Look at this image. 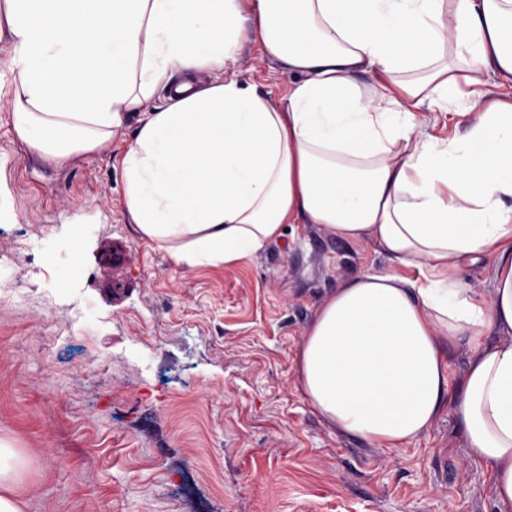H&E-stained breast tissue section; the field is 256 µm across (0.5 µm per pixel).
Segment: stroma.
I'll use <instances>...</instances> for the list:
<instances>
[{
    "mask_svg": "<svg viewBox=\"0 0 512 512\" xmlns=\"http://www.w3.org/2000/svg\"><path fill=\"white\" fill-rule=\"evenodd\" d=\"M234 74L279 104L288 76L244 42ZM126 115L60 168L0 112V438L24 512H512L467 456L452 408L399 450L340 432L299 383V348L354 276L392 274L318 224L223 267L173 264L123 203ZM82 224L83 277L51 240Z\"/></svg>",
    "mask_w": 512,
    "mask_h": 512,
    "instance_id": "1",
    "label": "stroma"
}]
</instances>
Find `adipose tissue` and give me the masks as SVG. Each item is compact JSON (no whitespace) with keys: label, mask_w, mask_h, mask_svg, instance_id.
Wrapping results in <instances>:
<instances>
[{"label":"adipose tissue","mask_w":512,"mask_h":512,"mask_svg":"<svg viewBox=\"0 0 512 512\" xmlns=\"http://www.w3.org/2000/svg\"><path fill=\"white\" fill-rule=\"evenodd\" d=\"M3 37L0 110L47 161L99 151L142 112L125 208L175 265H231L291 219L417 269L355 276L323 302L301 389L339 431L397 449L445 405L442 340L467 341L453 411L512 505V0H0ZM246 40L288 73L280 105L226 77ZM486 83V102L461 97ZM425 109L464 133L429 137ZM483 256L496 260L487 297L453 278ZM23 467L0 440V512H23Z\"/></svg>","instance_id":"ef3b65f1"}]
</instances>
